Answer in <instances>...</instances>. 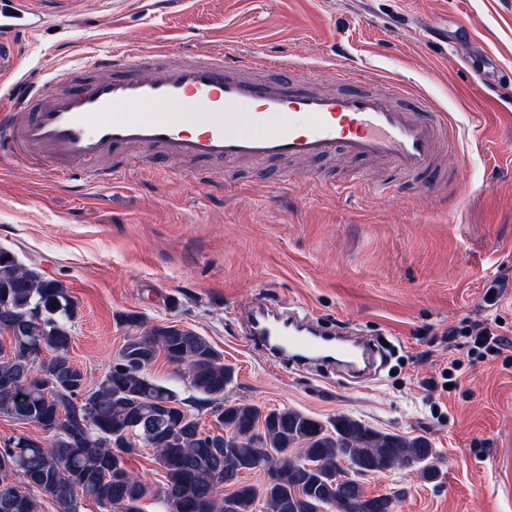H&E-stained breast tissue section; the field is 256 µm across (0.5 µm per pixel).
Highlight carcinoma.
Returning <instances> with one entry per match:
<instances>
[{
	"mask_svg": "<svg viewBox=\"0 0 512 512\" xmlns=\"http://www.w3.org/2000/svg\"><path fill=\"white\" fill-rule=\"evenodd\" d=\"M76 314L63 282L0 248V331L11 344L0 354V415L46 434L0 444V471L15 472L25 487L1 482L0 512H38L35 491L59 512H78L87 499L103 512H144L146 484L127 467L142 447L154 450L165 473L156 495L161 512H255L259 500L265 512H396L398 493L369 496L361 478L405 467L426 481L438 474L424 436L379 431L345 414L325 423L225 399L233 372L206 338L176 324L149 325L137 313L119 316L125 344L89 389L69 356ZM161 355L188 370L217 431L204 433L186 400L149 376ZM257 432L261 447L295 448L306 464L257 453ZM237 468L274 475L258 488L233 478Z\"/></svg>",
	"mask_w": 512,
	"mask_h": 512,
	"instance_id": "cac0c4a2",
	"label": "carcinoma"
}]
</instances>
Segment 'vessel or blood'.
<instances>
[{"label": "vessel or blood", "mask_w": 512, "mask_h": 512, "mask_svg": "<svg viewBox=\"0 0 512 512\" xmlns=\"http://www.w3.org/2000/svg\"><path fill=\"white\" fill-rule=\"evenodd\" d=\"M40 24L21 0H0V65L12 37ZM91 68L86 79L65 73L51 88L25 80L8 91L0 104V153L48 161L62 182L75 165L87 180L103 177L94 161L121 146L159 149L174 162L323 160L340 152L428 180L441 149L460 141L452 113L424 106L403 82L365 89L339 60L312 71L285 55L162 45L148 56L118 48ZM175 104L190 112L191 125L173 118ZM248 334L252 344L296 366L355 371L373 360L360 342H326L297 311L279 315L254 306Z\"/></svg>", "instance_id": "vessel-or-blood-1"}]
</instances>
